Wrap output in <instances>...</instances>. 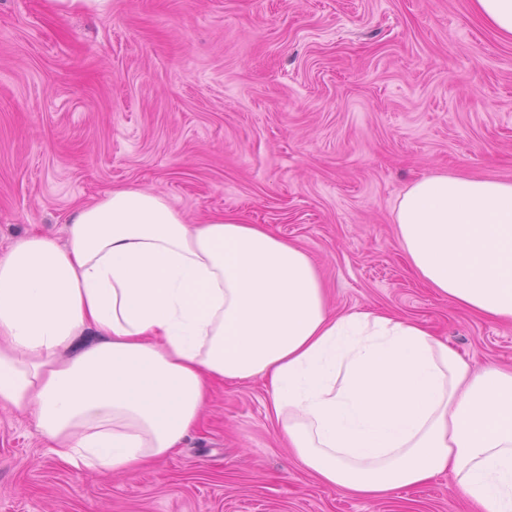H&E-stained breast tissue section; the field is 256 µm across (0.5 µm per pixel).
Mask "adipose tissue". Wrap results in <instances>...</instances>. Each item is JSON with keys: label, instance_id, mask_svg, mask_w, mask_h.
Listing matches in <instances>:
<instances>
[{"label": "adipose tissue", "instance_id": "ef3b65f1", "mask_svg": "<svg viewBox=\"0 0 512 512\" xmlns=\"http://www.w3.org/2000/svg\"><path fill=\"white\" fill-rule=\"evenodd\" d=\"M395 221L424 284L512 322V182L427 176ZM257 375L326 486L376 499L446 472L476 512H512V371L382 310L335 314L307 252L263 225L190 224L163 194L115 188L74 208L65 243L30 232L0 255V407L65 467L135 475L215 385Z\"/></svg>", "mask_w": 512, "mask_h": 512}]
</instances>
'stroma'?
I'll return each mask as SVG.
<instances>
[{
	"instance_id": "1",
	"label": "stroma",
	"mask_w": 512,
	"mask_h": 512,
	"mask_svg": "<svg viewBox=\"0 0 512 512\" xmlns=\"http://www.w3.org/2000/svg\"><path fill=\"white\" fill-rule=\"evenodd\" d=\"M442 173L512 181V41L472 0H0V254L152 189L303 248L336 312L383 309L511 368L512 324L440 297L398 245V196ZM0 512L471 510L448 474L379 499L327 487L256 376L217 386L178 453L133 477L71 471L0 408Z\"/></svg>"
}]
</instances>
